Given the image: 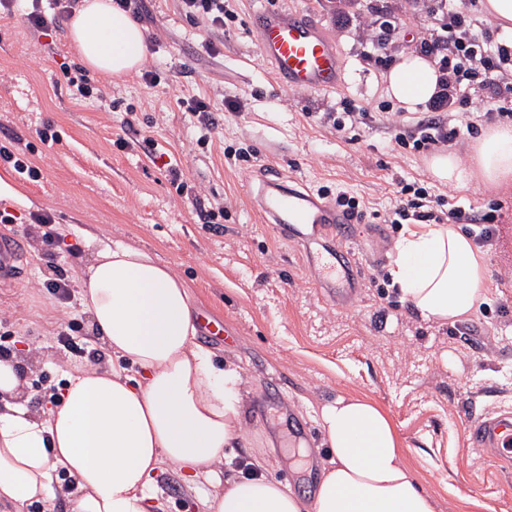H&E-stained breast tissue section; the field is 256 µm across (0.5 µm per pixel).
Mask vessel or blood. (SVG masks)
Listing matches in <instances>:
<instances>
[{
    "label": "vessel or blood",
    "mask_w": 512,
    "mask_h": 512,
    "mask_svg": "<svg viewBox=\"0 0 512 512\" xmlns=\"http://www.w3.org/2000/svg\"><path fill=\"white\" fill-rule=\"evenodd\" d=\"M259 34V50L272 66L274 76L283 85L300 90H329L335 88L340 77V55L328 40L320 25L303 12H260L254 18ZM258 207L279 237L296 232L298 225L319 228L334 225L335 243L326 245L314 260V269L322 287L335 290L345 272L347 253L343 248L349 233L348 217L336 206L314 195L305 188H296L277 179L267 178L257 197ZM25 247L11 233L0 232V285L17 280ZM512 427V413L472 421L469 432L472 440L482 448L490 449L495 459L508 462L512 453L507 445L505 429Z\"/></svg>",
    "instance_id": "b4317fda"
}]
</instances>
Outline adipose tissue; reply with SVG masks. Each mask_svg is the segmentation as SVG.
Returning a JSON list of instances; mask_svg holds the SVG:
<instances>
[{"mask_svg": "<svg viewBox=\"0 0 512 512\" xmlns=\"http://www.w3.org/2000/svg\"><path fill=\"white\" fill-rule=\"evenodd\" d=\"M68 37L85 68L117 78L135 71L147 49L143 29L112 0H83ZM385 83L387 96L411 111L433 98L440 72L428 56L406 52ZM428 168L441 183L511 184L512 124L486 129L469 166L440 152ZM83 246L91 257L79 274V303L113 366L70 373L58 400L34 410L20 357L0 358V507L25 512L64 495L73 512H154L151 485L170 463L190 484L210 476L205 512H437L388 415L364 396L321 406L329 460L311 497L269 476L259 456L241 474L234 450L244 378L198 343L188 282L148 250L92 234ZM388 272L428 322L456 323L487 299L486 257L454 224L404 225Z\"/></svg>", "mask_w": 512, "mask_h": 512, "instance_id": "1", "label": "adipose tissue"}]
</instances>
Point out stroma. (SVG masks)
Instances as JSON below:
<instances>
[{
	"label": "stroma",
	"instance_id": "stroma-1",
	"mask_svg": "<svg viewBox=\"0 0 512 512\" xmlns=\"http://www.w3.org/2000/svg\"><path fill=\"white\" fill-rule=\"evenodd\" d=\"M142 6L148 50L141 70L120 80L104 76L102 101L73 99L60 76L61 66H81L67 46V17L42 34L20 16H0V147L26 149L38 176L19 181L54 218L34 224L18 208L7 227L27 252L24 279L0 289V345L33 343L26 360L31 406L46 405L65 373L88 366L89 353H102L103 368L112 366L77 298L58 300L45 286L56 276L77 282L90 257L79 242L89 232L151 250L191 285L202 315L223 326L221 338L197 341L244 371L239 460L265 452L274 460L271 476L307 495L327 460L319 403L364 395L386 411L406 463L440 512H512V469L475 447L468 433L471 421L512 411V284L503 280L512 271V185L436 182L429 152L396 143L387 119L399 106L386 95L384 75L400 53L423 51L446 22L441 0H226L220 32L187 17L179 0ZM294 9L310 10L338 48L337 88H288L261 57L255 13ZM386 21L393 31L378 57L371 46ZM144 70L154 73L153 85L141 81ZM190 96L205 98L217 114L207 141L182 104ZM229 100L240 101L241 111L226 113ZM325 112L367 119L347 139L319 122ZM39 127L53 141H41ZM242 147L253 151L248 160L225 162V153ZM271 174L316 194L348 191L366 210L346 244L347 296L318 285L311 263L317 244L275 237L264 222L255 195ZM400 181L482 213L502 206L497 246L486 254L488 299L465 320H421L385 275L399 236L385 218L398 203ZM211 207L223 208V218L201 223L199 212ZM47 234L57 255L52 269L42 255ZM377 269L382 277H374ZM65 325L86 357L58 342ZM211 490L203 478L187 485L170 464L156 477L163 512H200Z\"/></svg>",
	"mask_w": 512,
	"mask_h": 512
}]
</instances>
